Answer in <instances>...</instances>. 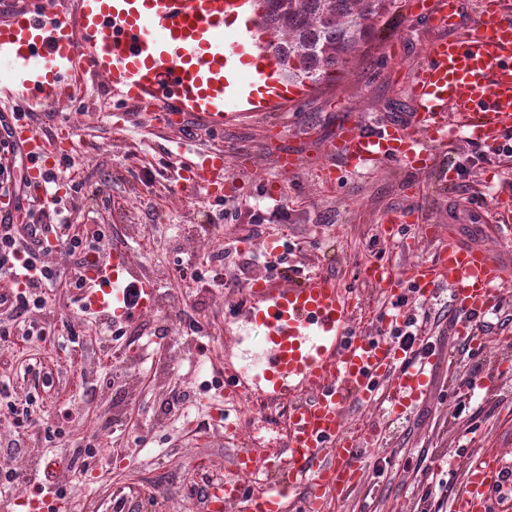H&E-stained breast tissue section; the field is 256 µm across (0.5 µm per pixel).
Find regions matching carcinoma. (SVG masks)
<instances>
[{
  "label": "carcinoma",
  "mask_w": 512,
  "mask_h": 512,
  "mask_svg": "<svg viewBox=\"0 0 512 512\" xmlns=\"http://www.w3.org/2000/svg\"><path fill=\"white\" fill-rule=\"evenodd\" d=\"M397 0H266L260 23L273 39L289 80L318 85L349 64L374 38L377 22Z\"/></svg>",
  "instance_id": "cac0c4a2"
}]
</instances>
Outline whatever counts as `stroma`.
Listing matches in <instances>:
<instances>
[{
  "label": "stroma",
  "mask_w": 512,
  "mask_h": 512,
  "mask_svg": "<svg viewBox=\"0 0 512 512\" xmlns=\"http://www.w3.org/2000/svg\"><path fill=\"white\" fill-rule=\"evenodd\" d=\"M448 32L425 16L409 11L405 0L377 24L368 52L323 82L300 104L278 112L282 138L270 122L244 116L221 129L189 122L181 129L155 130L143 111L127 107L104 90L73 89L51 108L32 114L35 129L50 133L68 125L74 150L69 175L89 188L75 196L76 224L106 225L107 248L126 250L139 274L154 282L157 308L125 323L122 347H115L104 322L82 317L76 290L54 288L41 316L53 321V336L0 351V380L15 399L35 395L45 421L62 434L46 449L35 432L14 427L0 431V452L29 473L55 461L52 474L64 512H204L205 486L197 459L220 468L232 461L233 444L225 442L208 414L223 403L224 302L245 303V289L266 268L261 242L300 249L298 275L321 272L340 287L355 291L362 303L357 323L369 325L382 304L362 275L363 264L383 255L396 267L431 256L424 225L444 229L455 202L490 211V223L464 224L462 241L487 243L489 224L500 227L495 246L512 258V157L475 156L462 141L436 156L453 163L452 183L399 164L348 168L329 155L338 124L352 116L382 123L408 122L411 74L432 45ZM224 150L226 176L222 195L183 185L181 168L197 151ZM302 159L291 175L278 168L280 151ZM405 219L393 243L378 232L383 220ZM224 255V285L202 289L182 278L187 261ZM417 329L433 334L437 364L428 398L408 417L386 431L385 457L393 466L370 478L337 512H388L410 508L412 479L447 471L461 486L464 451L484 443L512 448V300L487 317L492 341L469 357L464 340L446 334L454 320L450 291L436 289L413 308ZM197 328H190L189 320ZM481 363L479 380L487 389L453 396L448 382ZM187 388L192 408L169 416L161 408L173 385ZM472 412L457 422L458 406ZM103 446L99 463L84 468L77 445ZM414 466L404 469L405 459Z\"/></svg>",
  "instance_id": "1"
}]
</instances>
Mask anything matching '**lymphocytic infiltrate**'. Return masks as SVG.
<instances>
[{
    "instance_id": "lymphocytic-infiltrate-1",
    "label": "lymphocytic infiltrate",
    "mask_w": 512,
    "mask_h": 512,
    "mask_svg": "<svg viewBox=\"0 0 512 512\" xmlns=\"http://www.w3.org/2000/svg\"><path fill=\"white\" fill-rule=\"evenodd\" d=\"M26 213L32 216L33 221L25 226L14 224L5 216L0 218V275H18L31 267L39 270L38 277L28 279L22 290L0 295V347L7 350L15 348L16 335L29 339L49 335L53 330L49 321L37 328L22 324L30 309L45 307L47 290L57 280L56 272L41 262L49 239L62 241L69 253L80 256V267L69 278L70 287L79 290L85 288V271L95 265L107 237L101 224H87L81 232H73L62 199L54 196L29 198ZM8 410L18 430H37L46 447L55 446L61 428L41 418L36 397H29L21 403L9 402Z\"/></svg>"
}]
</instances>
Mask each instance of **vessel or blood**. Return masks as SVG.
Here are the masks:
<instances>
[{
    "instance_id": "vessel-or-blood-1",
    "label": "vessel or blood",
    "mask_w": 512,
    "mask_h": 512,
    "mask_svg": "<svg viewBox=\"0 0 512 512\" xmlns=\"http://www.w3.org/2000/svg\"><path fill=\"white\" fill-rule=\"evenodd\" d=\"M409 7L452 33L415 71L411 97L419 110L409 124L368 129L349 121L338 128L330 152L351 163L423 171L434 147L453 143L458 134L491 145L512 129V10L494 0L464 25L460 0H410ZM254 31L247 0H73L69 10L51 0H26L0 21V95L26 108L103 82L121 103L150 109L157 128L182 126L190 114L220 128L244 106L279 111L305 94L280 82L278 60L254 48ZM11 139L31 160L32 188L45 192L71 146L38 133L24 116L12 124ZM182 178L218 195L223 150L200 154ZM362 274L386 298L408 286L422 298L449 287L461 314L452 332L479 347L486 338L477 317L501 305L512 289V266L489 247L460 243L453 231L432 258L400 269L369 261ZM247 295L248 304L226 314V325L237 330L229 343L257 333L264 346L259 355L245 354L241 367H225L224 393L287 401L286 438L269 455L239 452L223 495L204 504L207 512H328L368 475L381 434L374 423L351 431L350 408L379 404L392 421L407 414L427 396L436 356L413 357L396 342L393 332L404 317L389 308L373 327H357L356 297L321 273L263 275ZM155 306L152 282L135 276L128 253L116 248L88 270L79 299L82 313L125 322ZM462 466L466 481L453 512H491L505 453L475 448ZM261 470L269 480L252 483ZM27 499L33 512H52L54 498L40 482L32 483Z\"/></svg>"
}]
</instances>
